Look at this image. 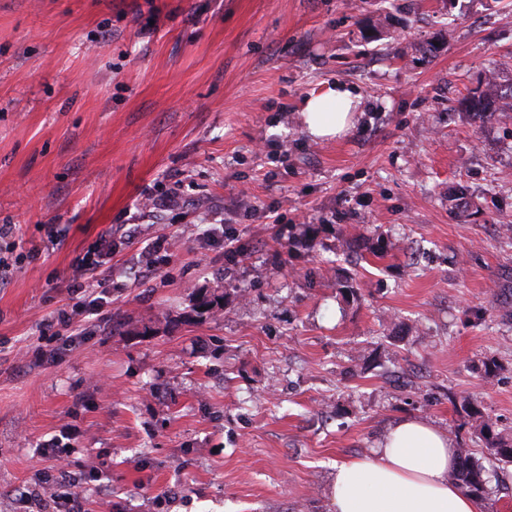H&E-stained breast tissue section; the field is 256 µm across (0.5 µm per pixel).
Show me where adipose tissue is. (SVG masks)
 I'll list each match as a JSON object with an SVG mask.
<instances>
[{"label":"adipose tissue","instance_id":"obj_1","mask_svg":"<svg viewBox=\"0 0 512 512\" xmlns=\"http://www.w3.org/2000/svg\"><path fill=\"white\" fill-rule=\"evenodd\" d=\"M362 102L345 84H327L305 99L308 135L346 133ZM459 463L452 440L418 419L400 421L370 455L336 464L330 494L334 512H480L476 498L450 478Z\"/></svg>","mask_w":512,"mask_h":512}]
</instances>
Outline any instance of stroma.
<instances>
[{
    "label": "stroma",
    "instance_id": "obj_1",
    "mask_svg": "<svg viewBox=\"0 0 512 512\" xmlns=\"http://www.w3.org/2000/svg\"><path fill=\"white\" fill-rule=\"evenodd\" d=\"M490 79L512 0H0V512H332L405 417L512 512L461 407L512 439V112L460 105ZM327 81L363 110L316 140ZM61 466L71 499L19 497ZM362 96L346 84H325L305 99L301 119L313 139H333L346 133ZM336 105L338 111L336 112Z\"/></svg>",
    "mask_w": 512,
    "mask_h": 512
}]
</instances>
